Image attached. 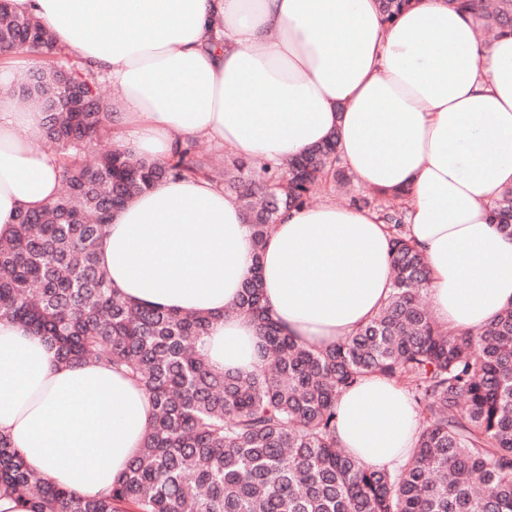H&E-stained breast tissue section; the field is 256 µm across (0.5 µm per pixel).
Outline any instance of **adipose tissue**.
<instances>
[{"instance_id":"adipose-tissue-1","label":"adipose tissue","mask_w":512,"mask_h":512,"mask_svg":"<svg viewBox=\"0 0 512 512\" xmlns=\"http://www.w3.org/2000/svg\"><path fill=\"white\" fill-rule=\"evenodd\" d=\"M120 102L117 146L168 160L204 138L284 163L335 136L363 183L406 191L408 235L430 272L437 320L475 331L512 303V237L493 209L512 187V30L448 0H410L385 22L379 0H12ZM44 115L0 97V238L52 201L61 166L38 145ZM390 233L376 210L327 201L282 209L262 254L268 304L316 346L343 341L385 303ZM234 195L170 179L111 218L99 263L124 299L213 316L199 346L212 369H261L256 328L234 306L253 268ZM146 393L102 363L61 364L0 319V434L51 480L94 498L138 455ZM419 433L406 391L369 376L336 399V440L392 469Z\"/></svg>"}]
</instances>
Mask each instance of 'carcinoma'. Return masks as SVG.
I'll return each mask as SVG.
<instances>
[{"label": "carcinoma", "instance_id": "cac0c4a2", "mask_svg": "<svg viewBox=\"0 0 512 512\" xmlns=\"http://www.w3.org/2000/svg\"><path fill=\"white\" fill-rule=\"evenodd\" d=\"M512 27V0H448ZM41 60L67 51L35 17L0 0V51ZM88 88L84 111L60 105L64 78ZM17 96L45 114L43 139L61 157L62 186L40 210L15 217L0 238V318L44 338L60 363L101 362L149 395L142 448L109 493L86 498L36 470L0 434V497L22 512H512V303L476 333L444 329L421 303L424 258L404 230L401 195L384 202L393 272L389 297L359 332L316 347L288 335L264 297L261 253L281 207L309 204L332 176L346 184L336 140L287 163L231 158L224 178L190 144L164 164L114 146L82 155L108 134L109 103L89 75L34 67ZM169 178H203L235 195L249 225L255 267L236 310L261 338L262 370L213 372L198 349L212 319L124 300L98 262L111 216ZM512 236V190L496 201ZM411 388L424 423L396 471L365 467L338 448L335 402L368 375Z\"/></svg>", "mask_w": 512, "mask_h": 512}]
</instances>
